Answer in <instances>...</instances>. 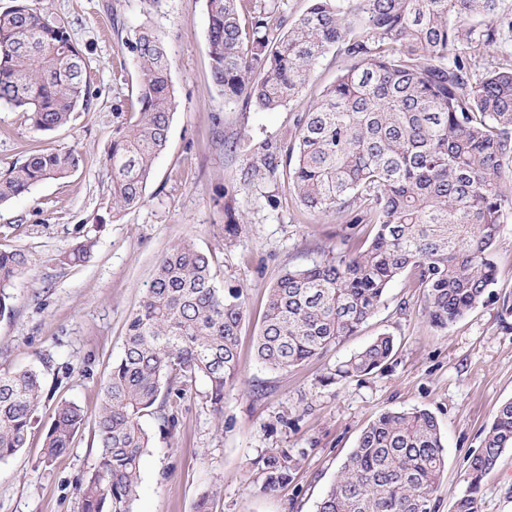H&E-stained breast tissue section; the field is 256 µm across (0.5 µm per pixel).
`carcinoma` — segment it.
I'll return each mask as SVG.
<instances>
[{
	"label": "carcinoma",
	"instance_id": "carcinoma-1",
	"mask_svg": "<svg viewBox=\"0 0 512 512\" xmlns=\"http://www.w3.org/2000/svg\"><path fill=\"white\" fill-rule=\"evenodd\" d=\"M208 52L224 99L274 111L298 95L312 66L332 49L351 64L301 116L286 155L289 179L311 214L371 224L364 249L328 254L286 271L270 288L255 351L272 372L290 370L354 335L400 275L426 292L425 317L447 329L484 303L495 282L492 253L512 210V67L469 77L461 49H498L512 32L499 0H310L291 25L257 0H207ZM140 72L136 102L112 113V215L140 208L154 163L167 146L178 102L163 41L140 27L123 41ZM86 60L59 20L33 0L0 12V103L28 113L39 132L66 125L88 105ZM73 151L35 149L0 174V205L79 166ZM86 239L62 257L79 264ZM31 267L22 249H0V317ZM246 314L240 288L216 286L210 257L185 240L158 260L131 316L123 354L102 387L93 438L99 463L79 485L82 512H134L140 459L150 445L141 419L171 420L170 395L197 383L213 411L238 379V336ZM394 339L381 334L336 369L347 379L384 368ZM42 400L31 369L0 373V462L25 447ZM86 417L61 402L45 432L41 463L71 445ZM512 448V400L491 422L464 473L455 512H478L483 481ZM261 489L287 483L293 459L255 462ZM447 466L436 417L427 409L387 411L362 431L317 512H433Z\"/></svg>",
	"mask_w": 512,
	"mask_h": 512
}]
</instances>
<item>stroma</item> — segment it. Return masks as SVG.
<instances>
[{
  "label": "stroma",
  "mask_w": 512,
  "mask_h": 512,
  "mask_svg": "<svg viewBox=\"0 0 512 512\" xmlns=\"http://www.w3.org/2000/svg\"><path fill=\"white\" fill-rule=\"evenodd\" d=\"M64 20L89 65V105L50 133L35 132L25 112L0 107V172L41 146L81 157L70 177L49 180L0 206V248L25 250L27 276L14 286L13 312L0 318V372L32 367L46 394L25 448L0 463V512H82L78 486L98 464L84 428L52 465L40 461L44 432L58 402L94 418L101 386L124 350L128 321L159 257L183 240L210 254L217 286L241 287L247 314L239 341V379L222 413L199 394L171 401V428L142 418L151 445L141 462L134 512H317V505L379 414L428 409L446 446L447 470L433 496L435 512H455L469 459L483 446L498 407L512 400V211L502 218L493 252L496 281L483 305L448 330L429 325L422 289L406 278L388 288L358 333L298 368L271 372L254 344L269 289L285 271L371 240L372 225L350 227L300 205L283 163L295 123L347 67L337 52L319 58L305 89L264 111L225 101L211 77L205 0H39ZM149 24L165 43L178 100L166 150L139 209L113 216L107 149L112 115L126 112L140 83L121 41ZM275 173L249 174L264 154ZM240 218L227 229L228 213ZM95 246L76 265L62 254L85 238ZM395 350L384 369L333 381L337 366L380 334ZM285 450L292 478L260 488L252 463ZM479 512H512V448L484 480Z\"/></svg>",
  "instance_id": "1"
}]
</instances>
